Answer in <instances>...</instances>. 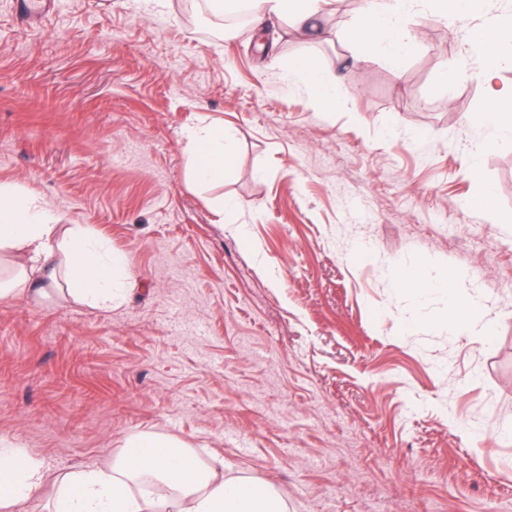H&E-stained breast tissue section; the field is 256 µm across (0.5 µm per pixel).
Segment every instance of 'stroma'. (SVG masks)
Segmentation results:
<instances>
[{
  "instance_id": "obj_1",
  "label": "stroma",
  "mask_w": 512,
  "mask_h": 512,
  "mask_svg": "<svg viewBox=\"0 0 512 512\" xmlns=\"http://www.w3.org/2000/svg\"><path fill=\"white\" fill-rule=\"evenodd\" d=\"M23 9L0 0V185L57 245L78 224L126 261L108 310L0 301V441L46 476L29 512L141 433L288 512H512V139L466 120L479 60L446 33L396 72L355 62L349 0L319 36L269 20L267 43L207 38L180 0ZM302 58L336 108L289 73ZM213 119L233 161L204 184L185 132ZM487 184L492 212L468 207ZM400 266L480 292L492 336L434 327L445 302L417 307ZM291 73L306 84L317 105L334 108L338 100L336 86L328 81L320 65L313 59L301 60L290 67Z\"/></svg>"
}]
</instances>
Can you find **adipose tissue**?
Returning <instances> with one entry per match:
<instances>
[{"label": "adipose tissue", "mask_w": 512, "mask_h": 512, "mask_svg": "<svg viewBox=\"0 0 512 512\" xmlns=\"http://www.w3.org/2000/svg\"><path fill=\"white\" fill-rule=\"evenodd\" d=\"M330 0H250L255 20L269 16L289 19L301 32L310 31L313 18ZM416 0H363L354 39L360 59L379 58L391 68L418 46L405 20ZM463 38L481 61L478 80L486 88L483 111L470 115V122L497 134H512V86L499 84L501 70L512 66V20H491L464 29ZM291 73L306 84L317 105L335 107L336 86L328 81L320 65L301 60ZM192 149V176L200 182L220 181L231 158V147L220 123L192 128L187 133ZM55 231L46 214L36 210L26 196L0 187V249L27 253L30 261L41 262L34 283L39 299L51 296L59 276H66L69 291L77 299L94 306L108 307L116 278L123 270L119 257H105L100 246L72 228L66 272L43 265ZM396 287L406 290L418 302L440 293L448 300V310L439 319L457 335H490V326H478L470 312L480 303L479 294L460 298L449 278H434L412 268L397 269ZM148 449L139 457L137 449ZM44 483V470L12 443L0 444V512H17L20 505L37 496ZM174 505L177 512H285L281 495L265 482L220 478L216 466L203 467L187 449H175L171 439L144 434L128 438L111 468H88L69 472L51 500V512H154Z\"/></svg>", "instance_id": "adipose-tissue-1"}]
</instances>
